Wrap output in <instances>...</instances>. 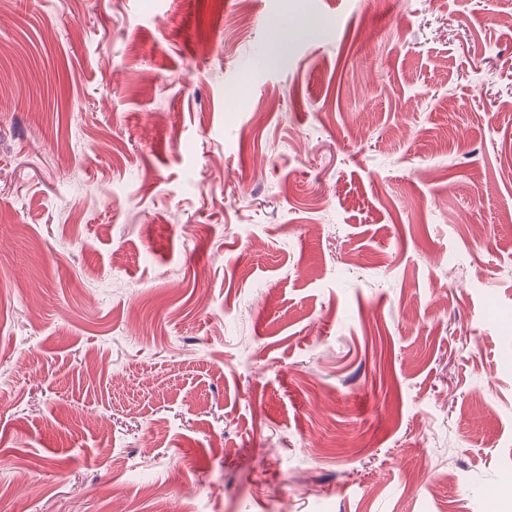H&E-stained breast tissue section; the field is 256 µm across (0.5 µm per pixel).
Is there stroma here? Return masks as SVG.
Wrapping results in <instances>:
<instances>
[{
	"mask_svg": "<svg viewBox=\"0 0 512 512\" xmlns=\"http://www.w3.org/2000/svg\"><path fill=\"white\" fill-rule=\"evenodd\" d=\"M239 9L0 0V512H512V0Z\"/></svg>",
	"mask_w": 512,
	"mask_h": 512,
	"instance_id": "stroma-1",
	"label": "stroma"
}]
</instances>
